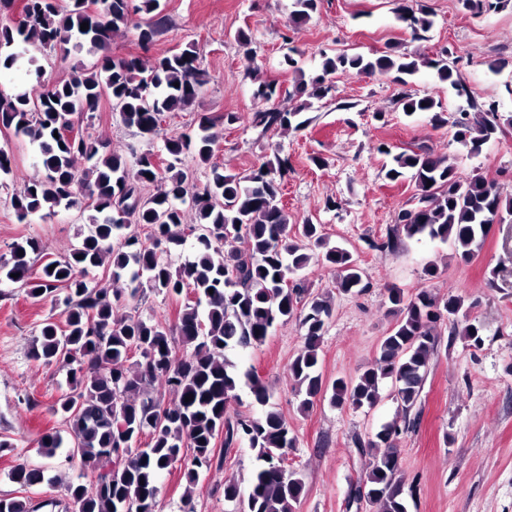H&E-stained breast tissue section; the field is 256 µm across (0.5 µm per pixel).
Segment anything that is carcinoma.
I'll use <instances>...</instances> for the list:
<instances>
[{
    "label": "carcinoma",
    "mask_w": 512,
    "mask_h": 512,
    "mask_svg": "<svg viewBox=\"0 0 512 512\" xmlns=\"http://www.w3.org/2000/svg\"><path fill=\"white\" fill-rule=\"evenodd\" d=\"M24 21L0 25V71L14 69L32 49H54L75 42L94 53L107 49L112 31L121 27L136 32L143 46L161 32L165 18L160 0H23ZM319 0H293L290 22L306 23L317 11ZM142 14L144 18L134 19ZM398 19L416 38L433 26L430 14L402 2ZM89 29L82 31V23ZM194 46L153 59L144 65L138 57L102 56L92 70L75 72L61 83L45 85L41 69L35 83L23 91L0 89V125L13 129L38 148L42 175L12 197L20 221L35 214L51 216L55 209L87 207L94 211L86 230L67 258L50 260L33 270L30 256L43 251L42 243L27 237L12 244L9 256L0 255V280L27 287L33 299L53 296L63 299L65 327L47 319L39 329L33 356L47 363L69 367V393L57 403L54 413L69 425L81 451L83 467L97 471L94 482H71L67 492L73 512H126L130 496L141 504L155 501L162 475L175 463L184 464L187 491L181 512H195L192 489L202 473L222 465L215 453V439L225 433L224 446L239 442L256 453V465L247 493L238 483L224 482V501L230 512H294L305 482L301 473L285 466L286 456L297 439L288 423L268 408L270 394L251 370L241 373L226 352L262 345L275 329L289 320L304 328L303 346L290 366L294 390L303 396L307 410L325 395L337 407H375L383 382L391 380L395 399L409 412L422 392L430 355L436 347L434 324L448 315L449 340L461 338L477 347L483 341L482 325L470 319L472 304L458 294L442 302L423 288L407 298L399 288L388 289L391 311L399 316L382 341L375 364L354 378H338L328 385L318 370L319 348L331 316L330 295L309 293L305 284L286 282L316 259L336 270L335 288L340 293L361 292L368 287L363 272L350 251L329 246L321 225L288 214L281 203L282 182L288 174V158L275 156L261 161L245 175L231 173L215 161L219 136L213 132L216 119L201 114L191 135L164 136L159 115L181 112L191 106L206 83L196 65ZM435 72L464 103L453 122L454 141L468 155H477L495 139L502 126L512 125V114L501 117L495 106L478 110L467 90L454 79L447 60L428 55H408L391 47L368 57L342 52L325 55L320 72L301 81L299 91L311 87L309 96L322 100L336 92L335 75H392L396 80L421 69ZM120 102L122 123L150 137H162V147L139 151L133 147L119 153L106 151L78 133L74 127L94 111L102 95ZM255 98L266 108L251 115V124L263 132L286 133L305 127L303 111L308 104L279 107V93L272 82H261ZM429 115L436 128L447 124L442 104L429 95L405 94L401 109ZM167 164H155L156 153ZM191 154L205 166L206 182L187 195L185 176L179 164ZM88 166L76 171L74 159ZM385 176L390 180L412 172L418 205L398 213L396 223L408 238L427 237L448 244L468 260L481 248L496 219L512 220V197L505 196L492 181L481 176L461 179L447 156L403 151L392 155ZM153 186L156 193L141 201V193ZM187 204L193 224L184 223ZM148 229L147 241L127 233L130 222ZM202 226L209 234L192 240V258L172 268L163 255L179 250L188 240L187 230ZM242 239L246 248L224 251V241ZM108 264L112 278L127 279L128 298L147 287L158 294L179 298L191 290L195 298L184 302L176 322L139 316L117 315L122 295L108 300L87 280L90 271ZM192 348L178 356L177 345ZM138 359H133L132 350ZM160 383L174 393L166 402L151 394ZM248 385L254 401L264 407L256 417L231 418L228 409L238 400L241 384ZM193 396L187 402L185 397ZM397 422L380 427L367 442L369 463L365 475L352 489L355 501L367 500L377 512H407L403 480L398 477ZM148 442L140 443L142 436ZM127 449L118 464L111 449ZM11 479L21 485L41 484L45 471L17 466Z\"/></svg>",
    "instance_id": "1"
}]
</instances>
